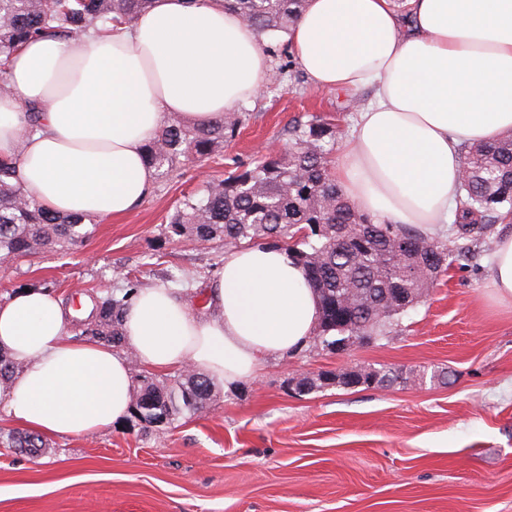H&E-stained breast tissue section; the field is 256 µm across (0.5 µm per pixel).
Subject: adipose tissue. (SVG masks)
Wrapping results in <instances>:
<instances>
[{"mask_svg": "<svg viewBox=\"0 0 512 512\" xmlns=\"http://www.w3.org/2000/svg\"><path fill=\"white\" fill-rule=\"evenodd\" d=\"M288 40L311 83L371 89L334 178L381 224L435 234L462 178L459 147L512 130V0H306ZM271 73L257 32L224 0H154L112 31L36 38L8 63L0 91V155L46 210L87 219L126 215L154 170L145 147L163 118L197 126L255 100ZM40 107L28 133L25 106ZM489 299L512 308V232L500 236ZM203 311L162 286L135 291L123 350L74 339L70 310L42 287L0 298V382L8 421L56 438L83 437L130 412L132 365L191 369L227 388L265 360L302 348L318 326L316 296L282 248L228 251Z\"/></svg>", "mask_w": 512, "mask_h": 512, "instance_id": "ef3b65f1", "label": "adipose tissue"}]
</instances>
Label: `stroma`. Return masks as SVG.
I'll list each match as a JSON object with an SVG mask.
<instances>
[{
	"label": "stroma",
	"mask_w": 512,
	"mask_h": 512,
	"mask_svg": "<svg viewBox=\"0 0 512 512\" xmlns=\"http://www.w3.org/2000/svg\"><path fill=\"white\" fill-rule=\"evenodd\" d=\"M263 43L282 80L243 104L247 119L222 153L156 180L76 252L0 261V296L42 286L68 300L176 273L201 299L224 240L171 235L176 206L262 150H287L296 117H321L340 141L355 119L349 96L314 87L277 40ZM492 259L484 250L451 270L385 337L342 353L308 341L267 358L257 380L215 387L198 413L154 427L129 416L92 436L48 439L38 456L0 447V512H512V309L488 299ZM382 366L424 377L290 389L309 374ZM437 368L447 382L430 380Z\"/></svg>",
	"instance_id": "obj_1"
}]
</instances>
